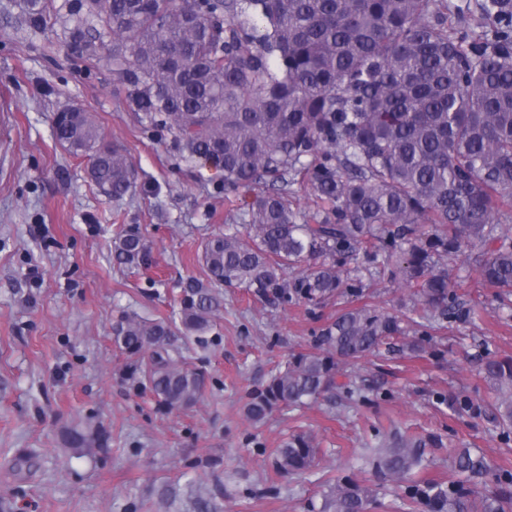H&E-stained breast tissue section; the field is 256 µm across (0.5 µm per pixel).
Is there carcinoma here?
Here are the masks:
<instances>
[{"label": "carcinoma", "instance_id": "obj_1", "mask_svg": "<svg viewBox=\"0 0 512 512\" xmlns=\"http://www.w3.org/2000/svg\"><path fill=\"white\" fill-rule=\"evenodd\" d=\"M54 0H22L27 25L46 28ZM68 52L89 68L103 63L140 123L174 134L187 158L224 172V194L256 186L241 202L244 231L210 238L203 278L179 289L177 312L148 319L123 313L112 343L123 357L120 383L150 391L165 413L201 401L206 375L176 345L200 344L222 319L220 288L243 286L269 307L316 306L359 298L388 278L423 305L422 324L370 304L326 322L310 348L290 354L249 392L244 415L263 423L281 406L336 401L345 367L375 354L423 353L429 328L453 313L459 281L449 273L476 251L481 284L512 292V242L502 220L512 211V0H478L466 16L451 0H72ZM55 140L91 160L89 176L112 200L137 189L126 151L104 142L91 113L54 120ZM300 176L321 204L308 216L288 186ZM364 254L370 281L341 267ZM120 265L148 263L144 236L114 242ZM301 267L294 276L287 269ZM495 388L493 419L512 427V358L486 357ZM99 425L66 430L70 448H107ZM436 435L395 426L368 460L375 480L337 478L311 512H365L379 481L405 486L399 512H506L512 482L492 475L463 448L451 460L457 480H418ZM319 442L291 432L276 450L283 476L314 466Z\"/></svg>", "mask_w": 512, "mask_h": 512}]
</instances>
